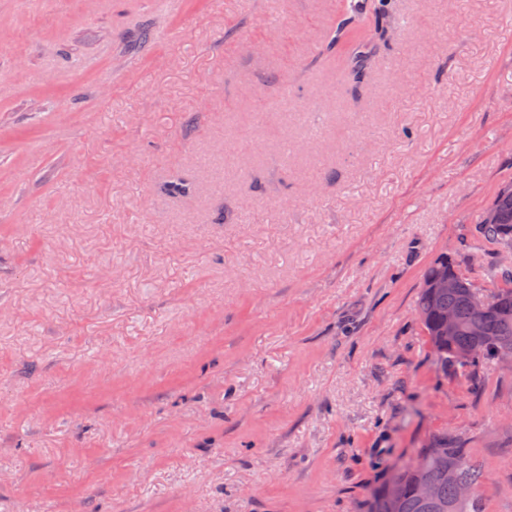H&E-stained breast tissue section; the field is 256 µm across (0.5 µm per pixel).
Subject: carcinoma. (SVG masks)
<instances>
[{"mask_svg": "<svg viewBox=\"0 0 512 512\" xmlns=\"http://www.w3.org/2000/svg\"><path fill=\"white\" fill-rule=\"evenodd\" d=\"M388 29L383 14L376 15L369 28H358L349 18L337 24L332 41L344 40L349 45L345 59L347 78L355 82L362 79L371 60L364 48L374 39L384 38ZM476 229L489 241L512 250V186L499 192L492 206L481 215ZM444 267L448 268V275L461 278V286L447 293L424 288L417 302V312L437 364L443 370L450 365L467 369L483 361L496 360L498 350L512 349V268H496L494 291L483 294L446 257L437 258L428 266L424 282L435 279ZM476 299L483 300L481 312L474 306ZM450 311L458 321V330L452 336L444 325ZM476 324L481 325L478 335L473 332ZM463 351L473 352L472 359L459 360L458 355ZM445 463L455 467L459 477L475 491L470 499L458 498L456 485L448 482V472L442 470ZM393 478L401 488L398 510H393L386 490L381 488L372 496L369 512H483L481 499L476 494L484 478L483 470L465 449L455 446L446 433L433 436L409 463L396 470ZM423 483L433 485L432 498L420 496L418 488Z\"/></svg>", "mask_w": 512, "mask_h": 512, "instance_id": "obj_1", "label": "carcinoma"}]
</instances>
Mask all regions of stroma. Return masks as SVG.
<instances>
[{"label": "stroma", "instance_id": "stroma-1", "mask_svg": "<svg viewBox=\"0 0 512 512\" xmlns=\"http://www.w3.org/2000/svg\"><path fill=\"white\" fill-rule=\"evenodd\" d=\"M345 3L0 0V512H368L442 432L512 512V368L416 313L503 255L512 0H362L357 84ZM386 18L383 14L376 15L373 25L369 28L353 26L355 20H351V18L343 19L337 24L332 44L344 40L349 45L348 55L345 59V74L348 79L360 82L364 76L365 70L370 65L371 57L363 49L371 45L374 39L385 37L390 26L386 22ZM477 232L500 247L512 250V186L503 188L480 217Z\"/></svg>", "mask_w": 512, "mask_h": 512}]
</instances>
